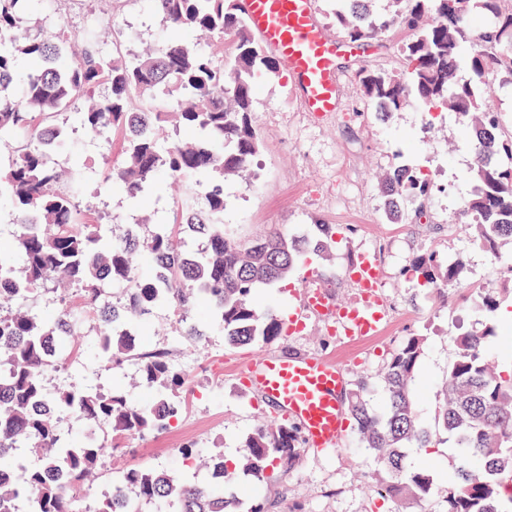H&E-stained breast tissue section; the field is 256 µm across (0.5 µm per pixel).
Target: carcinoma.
Segmentation results:
<instances>
[{
  "label": "carcinoma",
  "instance_id": "1",
  "mask_svg": "<svg viewBox=\"0 0 512 512\" xmlns=\"http://www.w3.org/2000/svg\"><path fill=\"white\" fill-rule=\"evenodd\" d=\"M154 2L173 28L230 33L231 47L219 43L206 52L174 40L125 59L104 52L88 29L87 46L76 55L62 27L30 32L35 0H0V205L14 215L0 225V236L11 240L0 248V512H79L87 480L124 439L166 429L185 408L186 374L166 350L144 351L136 342L154 310L173 304L188 314L201 303L207 324L228 344L269 342L284 335V323L256 303V290L286 280L301 255L324 248L278 227L243 242L223 224L224 177L247 171L260 147L254 79L280 71L241 0ZM373 2L336 0V27L354 40L405 32L408 72L363 68V96L384 120L418 102L473 126L476 185L461 215L472 219L479 245L497 256L512 244V136L502 135L497 114L484 106L483 86L493 73L512 79V0H390L384 13ZM101 86L108 94L99 97ZM70 112L91 135L110 130L123 137L121 161L107 169L104 187L115 182L136 197L159 181L185 180L197 190L182 202L181 224H156L147 235L137 225L115 237L112 225L86 214L64 187L76 173L53 157ZM167 123L195 138L161 148L153 130ZM382 188L384 208L396 218L405 200L423 212L431 190L426 175L409 165L396 166ZM462 270L460 258L443 262L427 253L407 274L436 288L457 281ZM51 284L76 291V300L29 308L30 295ZM500 292L480 293V332L453 338L455 358L433 423L415 404L422 335L392 354L379 403L369 399L366 377L351 389L358 444L386 474L381 497L409 501L418 512H430L433 503L435 512H512V495L501 498L502 490L512 492V378L489 371L484 357L496 337ZM86 323L105 368L139 360L147 397L132 402L117 388L49 386L52 374L85 353L88 343L75 337ZM62 417L102 431L103 439L64 429ZM441 433L453 439L458 458L455 476L443 482L410 459L412 449L431 447ZM299 454L294 427L261 425L234 461L221 450L211 455L208 470L221 474L222 484L134 466L112 478L98 512H141L143 504L163 505V512H265L252 495L224 493V482L243 475L265 483Z\"/></svg>",
  "mask_w": 512,
  "mask_h": 512
}]
</instances>
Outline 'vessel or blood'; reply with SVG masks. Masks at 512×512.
Segmentation results:
<instances>
[{
    "instance_id": "b4317fda",
    "label": "vessel or blood",
    "mask_w": 512,
    "mask_h": 512,
    "mask_svg": "<svg viewBox=\"0 0 512 512\" xmlns=\"http://www.w3.org/2000/svg\"><path fill=\"white\" fill-rule=\"evenodd\" d=\"M244 7L253 30L295 78L305 111L317 117L335 112L339 86L335 59L345 43L325 31L313 0H244ZM350 274L360 290L358 302H330L323 289L306 281L289 331L304 330L307 318L315 315L341 344L380 335L386 309L376 259L363 257ZM239 377L272 401L281 419L298 428L303 447L331 455L342 445L347 432L342 404L346 379L334 356L270 353L244 363Z\"/></svg>"
}]
</instances>
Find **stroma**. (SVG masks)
Wrapping results in <instances>:
<instances>
[{"label":"stroma","instance_id":"35a3bbf8","mask_svg":"<svg viewBox=\"0 0 512 512\" xmlns=\"http://www.w3.org/2000/svg\"><path fill=\"white\" fill-rule=\"evenodd\" d=\"M92 15L102 47L126 56L159 48L173 35L154 11L152 0H41L34 15L37 28L50 31L66 24L82 28L83 15ZM405 35L395 30L372 40L349 41L335 62L340 76L336 112L315 117L303 112L298 91L287 72L257 76L253 121L261 141L247 175L224 181V222L241 239L261 236L267 227L314 232L316 225L333 227L323 251L307 252L288 279L262 290L264 305L287 317L305 277H313L329 298L347 303L358 294L346 270L366 254L376 255L382 270V291L389 321L382 335L353 343L341 353L348 382L377 377L391 354L407 337L422 335L426 345L416 380L417 407L433 418L442 399V385L454 355V336L481 330L482 318L473 311L477 291L512 281L502 262L478 246L471 225L459 214L462 198L473 187L470 179L471 142L454 115L440 110L408 109L384 121L365 100L358 78L363 67L398 71L404 66L399 49ZM71 148L58 154L61 166L79 169L81 179L71 193L82 206L113 224H169L188 186L166 185L141 200L120 189L106 192L100 180L108 161H119L118 135H88L76 114H68ZM410 163L429 174L433 189L427 214L415 219L412 204L393 224L383 210L380 176L395 165ZM430 251L460 256L465 263L462 286L424 289L409 282L410 262ZM180 312L156 310L144 348H165L174 365L188 374L185 390L189 407L161 434L132 437L106 460V471L91 487L100 495L110 473L134 465H150L185 475L180 448L201 451L223 448L226 455L241 451L246 435L262 420L275 416L274 405L235 378V368L264 353L283 356L331 350L335 337L320 321L306 334L280 337L266 344L233 347L222 332L209 331L202 342L178 337ZM121 379L131 399H139L137 367L123 364L116 374L99 370L85 357L60 384L94 383L109 386ZM377 467L347 434L333 455L301 452L298 461L274 481L261 486L260 496L270 512H394L395 503L378 495Z\"/></svg>","mask_w":512,"mask_h":512}]
</instances>
